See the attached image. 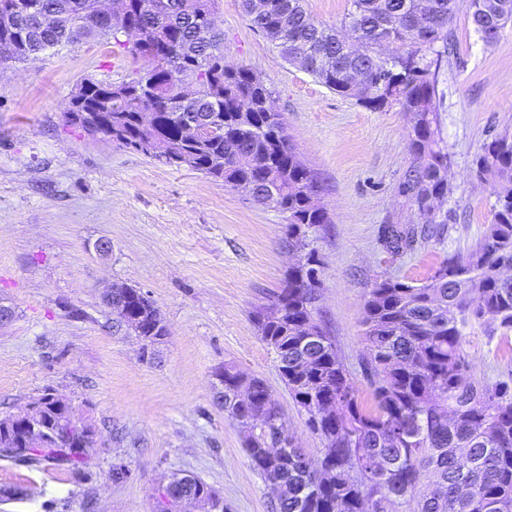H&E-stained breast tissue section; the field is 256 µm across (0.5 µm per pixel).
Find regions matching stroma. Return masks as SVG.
Instances as JSON below:
<instances>
[{
    "mask_svg": "<svg viewBox=\"0 0 512 512\" xmlns=\"http://www.w3.org/2000/svg\"><path fill=\"white\" fill-rule=\"evenodd\" d=\"M224 59L263 77L292 143L316 173L327 224L309 237L320 259L319 317L362 382L364 297L375 279L418 285L467 252L493 218L491 184L470 176L481 145L512 130V25L485 43L466 11L451 24L453 50L438 73L441 133L452 195L448 224L395 255L389 224L429 218L398 193L409 164L408 114L371 111L286 63L255 33L240 0H221ZM136 65L121 47L94 42L16 63L0 59V417L45 390L72 400L99 431L80 471L0 457V487L23 489L0 512H155L159 487L188 474L216 489L227 512H271L273 494L217 405L214 372L233 363L266 381L296 444L320 442L282 383L276 356L253 322L293 263L283 214L188 168L92 139L67 123L65 104L85 78L118 83ZM112 244L99 255L100 240ZM114 282L140 290L169 329L153 357L102 304ZM498 337L468 330L478 377L512 368ZM128 476L113 481V464Z\"/></svg>",
    "mask_w": 512,
    "mask_h": 512,
    "instance_id": "1",
    "label": "stroma"
}]
</instances>
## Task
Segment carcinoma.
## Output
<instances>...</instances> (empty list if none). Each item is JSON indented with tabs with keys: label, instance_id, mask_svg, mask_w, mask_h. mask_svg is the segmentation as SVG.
Masks as SVG:
<instances>
[{
	"label": "carcinoma",
	"instance_id": "cac0c4a2",
	"mask_svg": "<svg viewBox=\"0 0 512 512\" xmlns=\"http://www.w3.org/2000/svg\"><path fill=\"white\" fill-rule=\"evenodd\" d=\"M99 0H0V46L16 62L65 45L114 40L140 63L119 84L93 78L71 92L65 117L92 136L178 169L187 167L222 186H239L288 224V248L319 262L308 230L329 223L320 184L300 159L271 91L247 64L226 67L220 0H114L112 24L94 22ZM253 30L291 64L336 94L371 111L397 105L410 116V162L399 194L418 210L451 194L442 177L448 149L435 105L437 70L448 56L456 12L465 8L481 38L493 42L512 22V0H350L344 24L316 22L304 0H240ZM211 25L209 39L200 28ZM157 113L159 128L140 113ZM191 119L208 135L181 138ZM169 149L151 153L156 133ZM470 175L492 182L497 206L480 239L443 261L420 285L382 276L366 294L361 361L369 397L360 398L332 337L317 316L318 283L292 267L270 303L255 313L262 341L275 353L281 381L321 442L316 456L288 435L284 414L264 380L231 363L215 372L224 415L243 434L251 466L276 489L271 512H512V372L489 384L474 375L464 349L466 330L485 325L512 343V134L484 143ZM418 232L393 225L386 247H413ZM144 334L167 335L158 308L142 293L125 298ZM0 457L44 461L80 470L83 448L0 447ZM317 459L312 465L309 458ZM214 506L221 497L199 479L185 490Z\"/></svg>",
	"mask_w": 512,
	"mask_h": 512
}]
</instances>
